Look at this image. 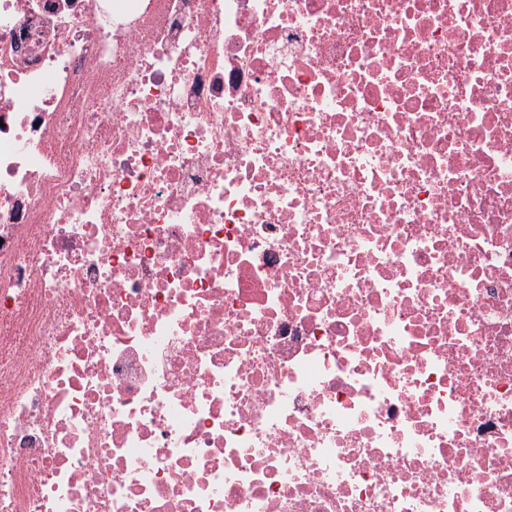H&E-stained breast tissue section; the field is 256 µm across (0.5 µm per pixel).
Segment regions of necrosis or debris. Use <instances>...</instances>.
Masks as SVG:
<instances>
[{"label":"necrosis or debris","instance_id":"obj_1","mask_svg":"<svg viewBox=\"0 0 512 512\" xmlns=\"http://www.w3.org/2000/svg\"><path fill=\"white\" fill-rule=\"evenodd\" d=\"M0 512H512V0H0Z\"/></svg>","mask_w":512,"mask_h":512}]
</instances>
